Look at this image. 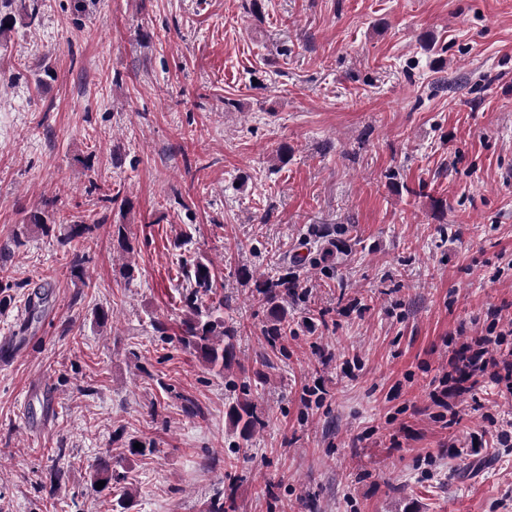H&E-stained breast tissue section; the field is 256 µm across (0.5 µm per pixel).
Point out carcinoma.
<instances>
[{"label":"carcinoma","instance_id":"1","mask_svg":"<svg viewBox=\"0 0 512 512\" xmlns=\"http://www.w3.org/2000/svg\"><path fill=\"white\" fill-rule=\"evenodd\" d=\"M183 266L189 267L188 281L193 284V288L183 295L187 317L183 321L184 336L179 338V342L184 348L198 353L210 367L222 371L228 369L235 361V341L241 333V327L213 315L216 307L224 305V300H219L216 307L203 306L205 297L216 294V279L210 264L195 260L190 264L185 262ZM256 291L259 300L270 310L272 318L266 335L281 336L287 333L288 319L284 303L288 298L298 296V283L293 273L259 280L256 282ZM227 416L233 428L245 440L261 425L252 403L246 398L231 406ZM124 479V473L112 467L110 461L98 459L92 473V485L103 481L105 487L111 488Z\"/></svg>","mask_w":512,"mask_h":512}]
</instances>
